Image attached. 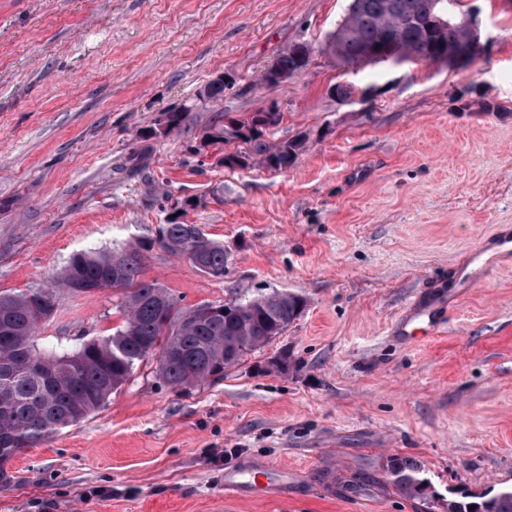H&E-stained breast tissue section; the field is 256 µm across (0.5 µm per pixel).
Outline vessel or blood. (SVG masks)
I'll list each match as a JSON object with an SVG mask.
<instances>
[{
	"label": "vessel or blood",
	"mask_w": 512,
	"mask_h": 512,
	"mask_svg": "<svg viewBox=\"0 0 512 512\" xmlns=\"http://www.w3.org/2000/svg\"><path fill=\"white\" fill-rule=\"evenodd\" d=\"M510 263L512 230L501 227L484 239L480 247L470 254L466 264L449 269L446 291L434 293L427 301L410 306L407 319L399 323L400 334H407L409 327L417 323L425 324L427 333L437 334L466 288ZM284 474V468L272 462L248 467L229 463L224 478V495L228 498L238 496L249 484L262 492H271L281 486Z\"/></svg>",
	"instance_id": "vessel-or-blood-1"
}]
</instances>
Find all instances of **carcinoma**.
I'll list each match as a JSON object with an SVG mask.
<instances>
[{
  "label": "carcinoma",
  "mask_w": 512,
  "mask_h": 512,
  "mask_svg": "<svg viewBox=\"0 0 512 512\" xmlns=\"http://www.w3.org/2000/svg\"><path fill=\"white\" fill-rule=\"evenodd\" d=\"M389 0H350L338 24L332 52L349 63L363 61L366 48L391 29L411 59L434 61L440 45L474 41L466 24L450 21L437 26L429 0H398L401 9L392 13ZM285 72L301 67L291 46L276 62ZM282 120V112L250 113L245 118L219 113L210 127L220 131L219 148L232 142L249 146L244 159L258 158L272 170H286L296 158L299 144H273L265 132ZM161 235L139 240L110 251L73 254L63 272L62 287L89 293L101 285L115 287L121 295L125 319L110 336L81 342L68 351L42 353L34 336L44 320L42 306L27 293L0 292V488L10 485L5 465L25 448L47 439L98 410L129 379L135 366L149 354L158 355V373L174 387H187L224 371L231 355L245 354L267 344L301 313V296L272 291L248 299L218 305L207 321L193 315L194 307H182L167 288L143 278L144 252L157 244L187 258L200 272L224 276V246L195 233V225L171 220L160 225ZM119 263L120 283L112 285V266ZM394 483L407 495L429 497V484L420 467L406 459L391 461ZM475 509H470V505ZM446 512H512V487L491 497L470 502L466 494L448 492Z\"/></svg>",
  "instance_id": "cac0c4a2"
}]
</instances>
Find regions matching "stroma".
<instances>
[{"mask_svg": "<svg viewBox=\"0 0 512 512\" xmlns=\"http://www.w3.org/2000/svg\"><path fill=\"white\" fill-rule=\"evenodd\" d=\"M348 0H0V291L44 289L78 251L155 237L169 217L224 246L223 277L156 246L143 276L182 306L273 290L305 307L223 375L173 387L146 357L106 405L19 452L0 512H442L512 485V265L446 328L396 326L448 268L512 225V0H463L482 49L450 68L347 64L327 41ZM308 66L264 82L291 45ZM223 108L277 104L294 165L227 169L196 150ZM348 86L352 98L336 93ZM181 126L150 138L167 113ZM112 289L60 290L37 349L123 322ZM278 463L285 493L225 498L229 461ZM368 476V490L344 486ZM390 472L394 477V483L407 495L422 498L426 501L431 495L427 492L429 484L426 479L420 477V467L406 459H393L390 464Z\"/></svg>", "mask_w": 512, "mask_h": 512, "instance_id": "obj_1", "label": "stroma"}]
</instances>
